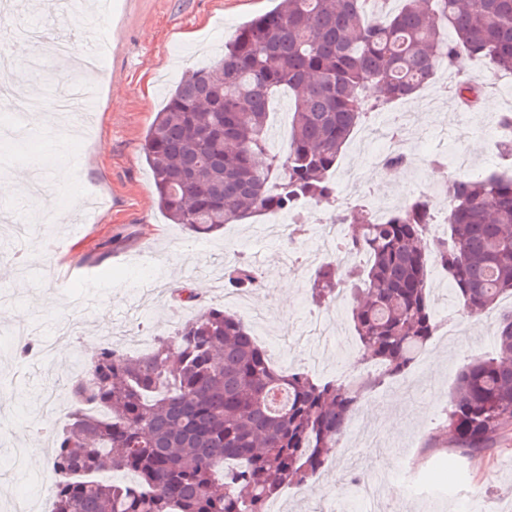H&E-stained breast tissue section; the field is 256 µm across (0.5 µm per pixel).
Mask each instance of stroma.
<instances>
[{
    "label": "stroma",
    "instance_id": "35a3bbf8",
    "mask_svg": "<svg viewBox=\"0 0 512 512\" xmlns=\"http://www.w3.org/2000/svg\"><path fill=\"white\" fill-rule=\"evenodd\" d=\"M275 4L137 0L133 8L101 16L68 14L59 0H39L34 13H16L18 23L35 19L48 36L69 37L74 56H81L91 42L111 44L112 50L103 56L102 96L93 115L96 133L85 157L76 156V142L57 128L32 127L49 191L38 203L24 206L17 198H0V213L13 218L0 223V417L14 420L0 429V512H14L13 500L22 494L31 499V512H52L53 440L35 430L32 420L54 402L58 423H65L68 385L93 348L114 342L119 352L129 353L127 329L135 323L159 336L171 333L177 325L175 287L205 285L189 308L190 318L221 305L219 290L209 285L210 273L233 268L241 255L253 256L265 276L264 286L249 295L250 310L264 319L250 323L249 329L259 345L279 346L274 366L284 372L303 370L321 380L344 378L338 344L351 330L348 312L335 314L329 347L313 353L305 331L310 318L321 312L310 298L314 270L286 263L288 243L275 225L266 226L265 237L257 238L256 228L263 223L253 217L210 234L209 249H191L192 234L169 223L157 206L143 151L156 112L182 75L209 66L240 25ZM465 66L486 85L475 110L486 128L472 133L452 96L444 107L425 113L420 125L424 148L438 160L426 175L439 186L451 176L448 164L456 149L466 151L482 171L501 166L492 136L498 116L512 112V75L485 72L475 59ZM61 167L68 172L63 181L57 178ZM90 186L102 189L106 201L87 216L69 202ZM59 208L67 212L61 221L53 217ZM48 232L65 239L62 250L51 254L39 249V239ZM17 308L25 309L24 320L13 317ZM66 323L79 325L80 345L53 351L35 366L23 360L24 350L38 349ZM489 324L488 318L473 317L462 335L435 336L426 363L369 393L358 414L380 428L381 447H365L355 431H347L313 489L282 490L276 499L282 512H333L340 500L347 512H367L351 479L373 474L386 478L380 512H512V436L485 455L464 456L448 445L428 444L465 359L493 351ZM17 448L38 456L39 465L14 470L11 457Z\"/></svg>",
    "mask_w": 512,
    "mask_h": 512
}]
</instances>
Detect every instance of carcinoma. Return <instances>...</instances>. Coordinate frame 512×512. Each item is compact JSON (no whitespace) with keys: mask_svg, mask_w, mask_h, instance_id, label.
Returning a JSON list of instances; mask_svg holds the SVG:
<instances>
[{"mask_svg":"<svg viewBox=\"0 0 512 512\" xmlns=\"http://www.w3.org/2000/svg\"><path fill=\"white\" fill-rule=\"evenodd\" d=\"M365 0H280L245 23L212 65L169 94L145 138L159 207L174 224L211 234L301 199L336 194L331 172L353 131L433 82L437 72L479 59L512 74V0H399L370 18ZM469 77L454 95L475 106ZM293 102L284 155L272 154L268 118ZM431 203L415 197L382 224L349 217L345 248L367 264L318 268L314 304L345 280L360 363L372 377L322 381L277 372L243 320L220 307L157 339L144 354L103 348L70 388L72 400L51 456L53 512H268L287 486L313 487L364 392L409 371L438 321L427 280L437 264L472 315L512 295V177L453 180L451 244H426ZM257 288L256 271L226 274ZM494 357L463 364L432 439L461 454L494 451L512 432V310L495 327ZM288 406L272 414V388Z\"/></svg>","mask_w":512,"mask_h":512,"instance_id":"obj_1","label":"carcinoma"}]
</instances>
